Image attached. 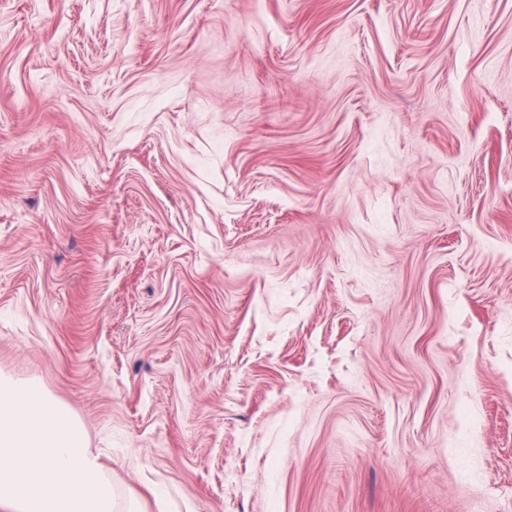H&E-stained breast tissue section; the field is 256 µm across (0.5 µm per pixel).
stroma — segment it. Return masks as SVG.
Returning a JSON list of instances; mask_svg holds the SVG:
<instances>
[{"label":"stroma","mask_w":512,"mask_h":512,"mask_svg":"<svg viewBox=\"0 0 512 512\" xmlns=\"http://www.w3.org/2000/svg\"><path fill=\"white\" fill-rule=\"evenodd\" d=\"M0 373L143 512H512V0H0Z\"/></svg>","instance_id":"obj_1"}]
</instances>
